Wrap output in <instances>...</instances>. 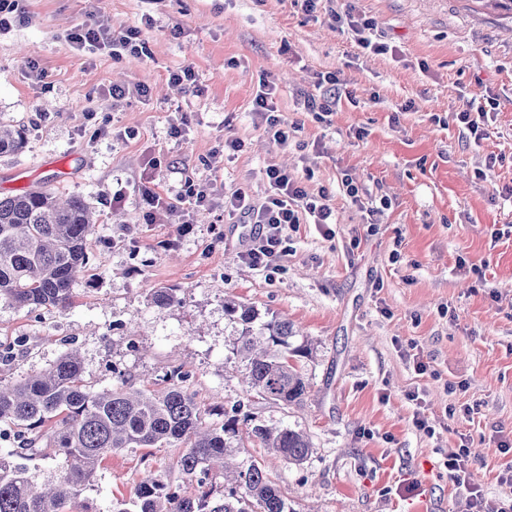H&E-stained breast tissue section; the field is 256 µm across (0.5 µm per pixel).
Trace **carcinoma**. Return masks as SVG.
<instances>
[{
	"label": "carcinoma",
	"instance_id": "obj_1",
	"mask_svg": "<svg viewBox=\"0 0 512 512\" xmlns=\"http://www.w3.org/2000/svg\"><path fill=\"white\" fill-rule=\"evenodd\" d=\"M23 130L0 123V155L16 154ZM94 216L79 196L65 198L39 188L0 197V301L24 307H68L73 285L88 262L87 245L95 234ZM157 306L178 304L172 288H157ZM234 324V350L246 362L247 393L283 406L298 405L307 393L298 363L309 355L296 343L299 332L288 318L260 317L249 304L224 301ZM185 374L170 372L163 386H135L127 379L95 391L85 379L80 357L67 352L44 372L5 386L0 383V423L14 428L17 447L0 450V512H89L81 501L97 469L122 448L185 444L179 459L192 477L226 464L229 439L246 426L249 438L272 448L293 464L309 459L307 436L292 428L248 426L233 408L221 424H206L193 395L181 385ZM61 459L56 479L38 483L15 462L35 451ZM235 487L224 503L210 505L209 492L184 496L152 473L133 490L139 512H293L269 474L256 463L234 475Z\"/></svg>",
	"mask_w": 512,
	"mask_h": 512
}]
</instances>
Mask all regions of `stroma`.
<instances>
[{"label":"stroma","instance_id":"1","mask_svg":"<svg viewBox=\"0 0 512 512\" xmlns=\"http://www.w3.org/2000/svg\"><path fill=\"white\" fill-rule=\"evenodd\" d=\"M18 8L27 22L0 31V122L23 127L25 141L0 157V197L34 187L78 195L97 229L69 308L0 302V344L14 352L0 381L43 372L73 349L97 390L183 366L206 423L220 422L215 405L240 402L253 423L308 435L314 452L300 465L245 437L231 442L235 461L261 465L291 512H470L443 466L462 448L486 499L512 505V458L500 451L512 449V236H492L512 225V14L492 0H320L310 15L295 0ZM347 9L371 20L366 35L385 53L363 51L337 28L333 12ZM84 21L140 28L146 55L116 61L107 49H75L67 35ZM31 60L45 79L29 73ZM184 65L198 91L170 83ZM327 72L340 79L339 100L322 120L305 101L320 95ZM263 78L277 84L279 114L296 128L288 144L253 114ZM115 84L148 93L116 101ZM490 100L489 135L473 141L451 116ZM183 118L182 137L172 138ZM228 134L243 142L230 158ZM271 165L297 171L309 192L325 190L338 226L332 240L311 224L290 232V253L269 275L241 260L244 237L230 233L222 202L239 189L263 200ZM188 180L209 185L216 201L190 209L191 233L144 222L142 184L172 197ZM157 288L176 289L179 303L154 305ZM228 299L299 326L311 348L300 406L248 398ZM416 353L427 374L415 372ZM418 410L427 429L413 423ZM180 453L114 452L86 496L110 512L149 472L183 495L203 488L223 503V470L186 476Z\"/></svg>","mask_w":512,"mask_h":512}]
</instances>
